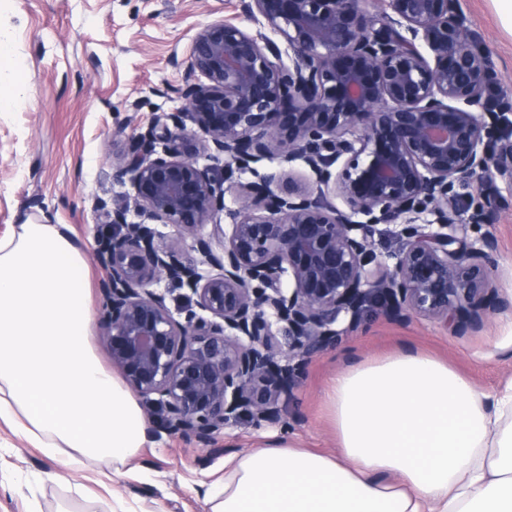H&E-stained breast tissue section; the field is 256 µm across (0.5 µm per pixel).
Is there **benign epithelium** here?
Segmentation results:
<instances>
[{"label":"benign epithelium","mask_w":512,"mask_h":512,"mask_svg":"<svg viewBox=\"0 0 512 512\" xmlns=\"http://www.w3.org/2000/svg\"><path fill=\"white\" fill-rule=\"evenodd\" d=\"M386 2L395 18L379 23L361 0H242L277 39L204 25L190 51L198 80L175 91L181 109L155 116L112 160L133 205L96 204L99 340L171 435L213 448L242 414L281 422L302 368L370 306L459 336L512 308L491 276L496 238L469 235L487 220L479 186H512V118L491 111V62L458 0ZM203 155L238 170L303 157L347 210L283 169L237 186L228 210ZM389 221L401 247L381 256L372 234ZM176 289L190 306L175 313Z\"/></svg>","instance_id":"1"}]
</instances>
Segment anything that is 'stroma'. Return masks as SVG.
I'll return each mask as SVG.
<instances>
[{"label":"stroma","mask_w":512,"mask_h":512,"mask_svg":"<svg viewBox=\"0 0 512 512\" xmlns=\"http://www.w3.org/2000/svg\"><path fill=\"white\" fill-rule=\"evenodd\" d=\"M458 6L492 61L495 85L512 91V28L495 0ZM217 18L255 27L240 0H0V33L15 47L0 67V94L16 99L0 111V237L27 220L68 225L85 247L93 306L101 304L103 279L95 200L121 202L132 193L114 176L112 155L155 114L177 111L176 88L196 79L192 39ZM486 194L490 217L475 233L494 234L491 268L512 294V191L499 182ZM413 352L448 362L481 392H497L512 382V309L464 337L422 317L367 310L341 344L304 367L283 423L259 426L240 416L218 435L215 453L155 426L152 444L121 469L108 462L74 469L0 420V512H110L119 501L134 512H210L205 492L223 484L230 459L290 444L335 454L326 393L336 373ZM58 473L68 483L55 481Z\"/></svg>","instance_id":"35a3bbf8"}]
</instances>
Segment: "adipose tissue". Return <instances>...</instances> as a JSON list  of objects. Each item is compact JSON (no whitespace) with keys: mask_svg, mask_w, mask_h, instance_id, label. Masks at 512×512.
<instances>
[{"mask_svg":"<svg viewBox=\"0 0 512 512\" xmlns=\"http://www.w3.org/2000/svg\"><path fill=\"white\" fill-rule=\"evenodd\" d=\"M85 267L66 225L0 238V419L48 458L117 468L148 425L94 352ZM327 403L335 455L253 451L211 512H512V384L484 398L447 362L404 353L340 372Z\"/></svg>","mask_w":512,"mask_h":512,"instance_id":"1","label":"adipose tissue"}]
</instances>
